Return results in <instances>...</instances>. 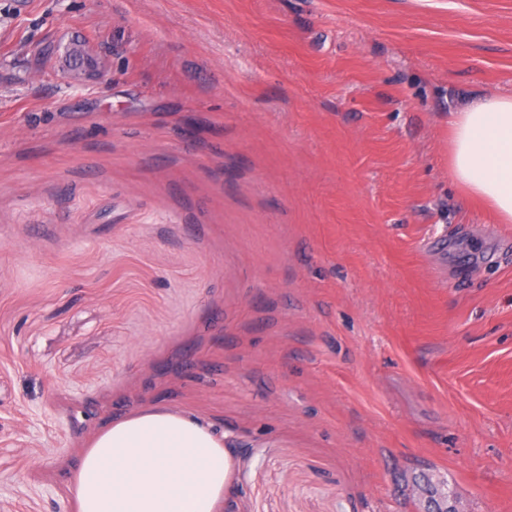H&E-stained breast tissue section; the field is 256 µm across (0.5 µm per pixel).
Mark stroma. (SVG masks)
<instances>
[{
  "label": "stroma",
  "mask_w": 512,
  "mask_h": 512,
  "mask_svg": "<svg viewBox=\"0 0 512 512\" xmlns=\"http://www.w3.org/2000/svg\"><path fill=\"white\" fill-rule=\"evenodd\" d=\"M490 93L512 0H0V512L155 403L248 444L241 512H512ZM449 173L499 224H512V94H488L448 115Z\"/></svg>",
  "instance_id": "stroma-1"
}]
</instances>
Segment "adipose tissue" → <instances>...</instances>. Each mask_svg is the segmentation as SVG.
I'll use <instances>...</instances> for the list:
<instances>
[{"instance_id": "1", "label": "adipose tissue", "mask_w": 512, "mask_h": 512, "mask_svg": "<svg viewBox=\"0 0 512 512\" xmlns=\"http://www.w3.org/2000/svg\"><path fill=\"white\" fill-rule=\"evenodd\" d=\"M449 173L497 223L512 224V94H489L448 116ZM233 438L181 408L112 419L71 480L78 512H235L248 467Z\"/></svg>"}]
</instances>
